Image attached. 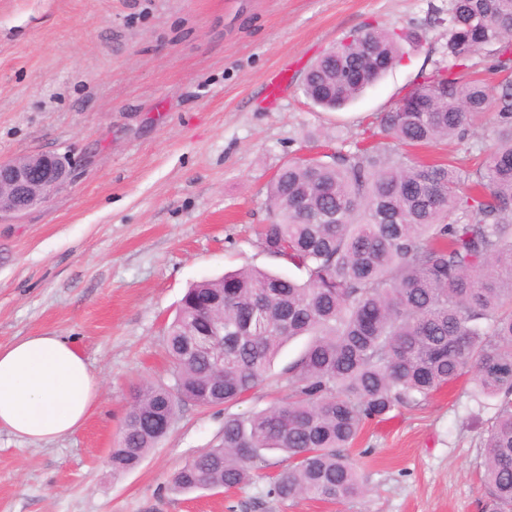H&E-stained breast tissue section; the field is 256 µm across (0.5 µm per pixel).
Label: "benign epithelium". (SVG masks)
Here are the masks:
<instances>
[{"label":"benign epithelium","instance_id":"1","mask_svg":"<svg viewBox=\"0 0 512 512\" xmlns=\"http://www.w3.org/2000/svg\"><path fill=\"white\" fill-rule=\"evenodd\" d=\"M68 176L65 160L54 154L0 162V216L20 214L47 202Z\"/></svg>","mask_w":512,"mask_h":512}]
</instances>
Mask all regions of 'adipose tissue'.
<instances>
[{
  "label": "adipose tissue",
  "mask_w": 512,
  "mask_h": 512,
  "mask_svg": "<svg viewBox=\"0 0 512 512\" xmlns=\"http://www.w3.org/2000/svg\"><path fill=\"white\" fill-rule=\"evenodd\" d=\"M100 392L99 377L67 339L42 333L0 346V432L30 443L69 437Z\"/></svg>",
  "instance_id": "1"
}]
</instances>
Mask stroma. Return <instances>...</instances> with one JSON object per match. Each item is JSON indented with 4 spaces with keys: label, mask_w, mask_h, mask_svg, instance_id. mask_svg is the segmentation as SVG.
<instances>
[{
    "label": "stroma",
    "mask_w": 512,
    "mask_h": 512,
    "mask_svg": "<svg viewBox=\"0 0 512 512\" xmlns=\"http://www.w3.org/2000/svg\"><path fill=\"white\" fill-rule=\"evenodd\" d=\"M436 9L448 0H0V161L54 152L70 166L44 205L0 218V345L54 333L102 381L74 435L33 444L0 432V512H484L481 441L497 401L471 372L363 426L349 454L364 498L279 501L264 476L226 493L171 491L225 414L283 398L279 376L303 337L244 401L186 404L136 469L108 465L133 388L167 377L164 327L186 289L246 265L291 273L256 235L269 182L358 139L442 61ZM369 24L406 35L402 61L352 104L313 106L306 69ZM491 138L485 116L410 155L469 167Z\"/></svg>",
    "instance_id": "obj_1"
}]
</instances>
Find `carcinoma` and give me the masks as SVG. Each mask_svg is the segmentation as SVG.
<instances>
[{
  "mask_svg": "<svg viewBox=\"0 0 512 512\" xmlns=\"http://www.w3.org/2000/svg\"><path fill=\"white\" fill-rule=\"evenodd\" d=\"M444 64L347 153L299 158L271 180L262 248L305 278L245 266L192 284L163 337L168 381L132 395L112 474L135 469L163 422L193 403L242 400L268 379L294 337L305 350L283 373L288 397L261 412L224 416L218 444L179 468V492L240 489L278 451L288 465L268 495L341 502L366 485L346 450L365 422L417 406L464 371L499 399L483 436L487 512H512V80L494 91L457 72L484 52L512 71V0H448ZM404 51L391 28L365 27L308 69L303 92L320 108L356 100ZM494 116V144L476 168L416 161L404 151L464 135ZM224 325V359L207 348Z\"/></svg>",
  "mask_w": 512,
  "mask_h": 512,
  "instance_id": "cac0c4a2",
  "label": "carcinoma"
}]
</instances>
